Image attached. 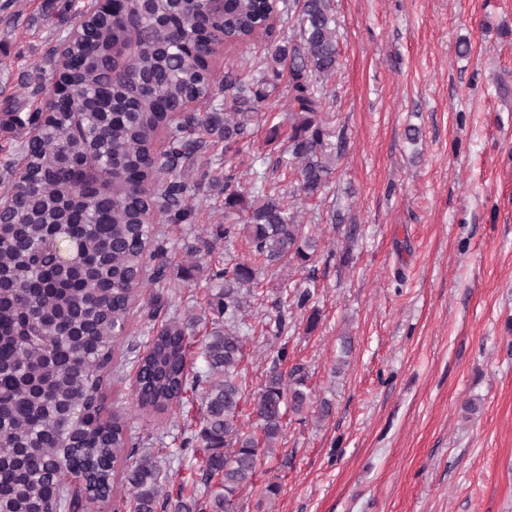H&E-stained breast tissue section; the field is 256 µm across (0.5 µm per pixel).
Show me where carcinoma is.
<instances>
[{
    "instance_id": "carcinoma-1",
    "label": "carcinoma",
    "mask_w": 512,
    "mask_h": 512,
    "mask_svg": "<svg viewBox=\"0 0 512 512\" xmlns=\"http://www.w3.org/2000/svg\"><path fill=\"white\" fill-rule=\"evenodd\" d=\"M112 15L87 21L95 46L69 48L75 66L58 74L57 114L27 170L6 165V192H15L7 223L0 224V512H58L79 507L56 487L57 472L86 480L90 501L107 504L115 477L131 491L133 512H201L196 494L162 496V475L148 454L134 458L127 417L104 415L103 390L122 347L141 290L158 289L145 312L154 321L175 307L167 287L168 242L146 212L167 224H193L199 186L224 193L225 240L244 235L249 259L214 272L218 291L206 311L214 315L200 343L204 367L189 378L191 342L172 319L153 331L137 358L139 409L164 411L183 403L188 382L201 388L204 411L185 448L206 453L203 480L218 479L211 512H238V493L251 483L260 459L276 453L287 411L300 414L310 391L299 367L273 372L255 396L260 435L243 430L246 378L240 329L250 289L260 273L282 262L313 263L318 240L290 213L288 202L254 171L244 190L230 174L219 177L206 161L209 146L239 153L252 126L266 123L268 139L280 124L263 111L288 69L290 132L274 161L297 168L298 193H323L332 174L330 130L319 119L323 83L338 66V29L330 0H158L156 18L139 0H113ZM302 5L299 40L275 35L272 20ZM265 38L264 65L244 62L213 78L210 47H237ZM131 48L124 60L130 79L109 86L112 51ZM188 100L194 112L180 108ZM0 130L34 125L21 117L17 98L0 84ZM165 131L164 149L155 151ZM94 158L109 168L112 192L84 179ZM76 243L71 260L56 258L55 237Z\"/></svg>"
}]
</instances>
